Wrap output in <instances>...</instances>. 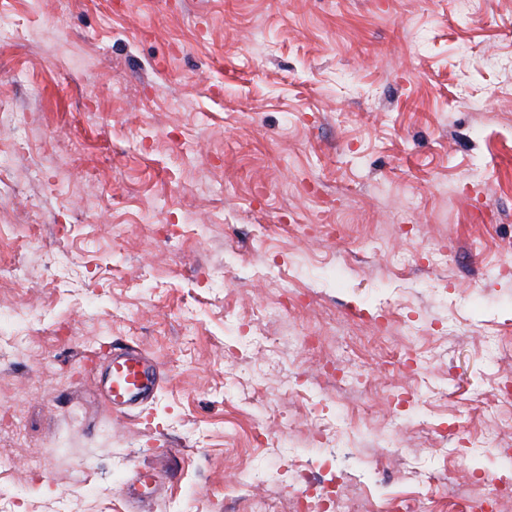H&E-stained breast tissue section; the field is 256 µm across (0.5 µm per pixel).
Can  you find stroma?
I'll return each mask as SVG.
<instances>
[{
	"label": "stroma",
	"mask_w": 512,
	"mask_h": 512,
	"mask_svg": "<svg viewBox=\"0 0 512 512\" xmlns=\"http://www.w3.org/2000/svg\"><path fill=\"white\" fill-rule=\"evenodd\" d=\"M14 166L0 260V414L42 477L0 512H224L335 469L347 496L448 512L512 482V0H0ZM41 95H33V87ZM162 211L172 232L143 223ZM307 304L280 321L278 293ZM422 327L413 340L386 320ZM72 327L53 341L56 321ZM323 333L308 352L296 339ZM141 348L162 383L124 415L95 359ZM336 355L352 391L316 370ZM334 447H314L310 406ZM397 425L393 441L381 432ZM92 484L76 485V470ZM251 480V477L246 479H239L227 494L225 492L224 498L230 500L234 508L238 509V511L234 512H277L275 506H273L269 501L260 500L259 503H253L250 500L248 489ZM243 505L246 506L247 510H245Z\"/></svg>",
	"instance_id": "stroma-1"
}]
</instances>
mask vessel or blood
<instances>
[{
  "instance_id": "1",
  "label": "vessel or blood",
  "mask_w": 512,
  "mask_h": 512,
  "mask_svg": "<svg viewBox=\"0 0 512 512\" xmlns=\"http://www.w3.org/2000/svg\"><path fill=\"white\" fill-rule=\"evenodd\" d=\"M102 394L113 410L125 412L147 399L158 382L156 367L148 353L125 345H113L105 363Z\"/></svg>"
}]
</instances>
